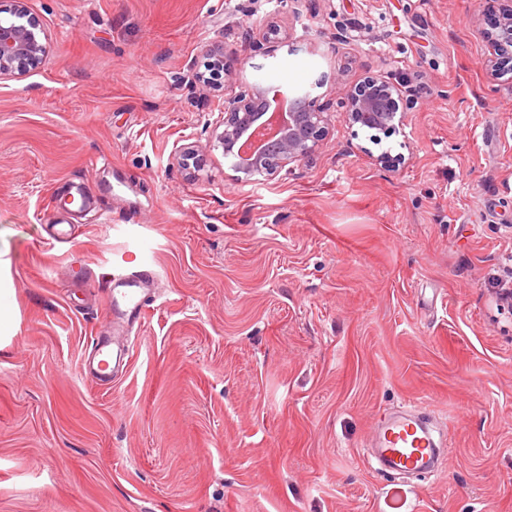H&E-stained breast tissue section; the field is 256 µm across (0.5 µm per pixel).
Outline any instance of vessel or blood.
<instances>
[{"label": "vessel or blood", "instance_id": "vessel-or-blood-1", "mask_svg": "<svg viewBox=\"0 0 512 512\" xmlns=\"http://www.w3.org/2000/svg\"><path fill=\"white\" fill-rule=\"evenodd\" d=\"M152 279L138 272L122 280L120 287L112 289L110 307L124 310L131 319L140 318L144 304L143 293L150 288ZM125 349L112 337L96 340V357L91 368L102 380H110L115 366L121 365ZM374 456L389 471L416 473L427 468L437 454L431 433L422 425L414 410H403L382 418L376 437Z\"/></svg>", "mask_w": 512, "mask_h": 512}]
</instances>
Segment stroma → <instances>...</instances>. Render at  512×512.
<instances>
[{
    "label": "stroma",
    "instance_id": "35a3bbf8",
    "mask_svg": "<svg viewBox=\"0 0 512 512\" xmlns=\"http://www.w3.org/2000/svg\"><path fill=\"white\" fill-rule=\"evenodd\" d=\"M40 67L0 78V512H512V78L489 79L502 0H0ZM290 39L254 51L270 19ZM245 83L309 87L330 133L290 174L238 181L192 87L204 47ZM403 81L404 133L340 90ZM205 166L191 177L178 151ZM404 164L378 163L383 153ZM148 271L111 383L110 281ZM428 407L433 472L363 449ZM125 354L124 346L113 341V336L98 337L96 340V357L91 368L102 380L108 381L112 378V372L123 363ZM107 358H112V367H110Z\"/></svg>",
    "mask_w": 512,
    "mask_h": 512
}]
</instances>
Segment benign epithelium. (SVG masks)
I'll return each instance as SVG.
<instances>
[{"label":"benign epithelium","instance_id":"benign-epithelium-1","mask_svg":"<svg viewBox=\"0 0 512 512\" xmlns=\"http://www.w3.org/2000/svg\"><path fill=\"white\" fill-rule=\"evenodd\" d=\"M39 21L23 6L13 18L0 19V76H24L37 69L45 53L38 36ZM288 38L275 21L260 29L253 40L259 48ZM490 57L486 69L493 79L512 74V7L490 23L487 32ZM205 71L195 84L215 94L218 116L213 137L233 169L248 181L255 176L273 177L307 158L325 140L330 115L316 105L311 92L288 96V112H261L263 88L244 84L224 64V53L207 50ZM344 118L352 125L374 128L391 135L405 126L403 83L383 75L369 76L357 85L341 89Z\"/></svg>","mask_w":512,"mask_h":512}]
</instances>
